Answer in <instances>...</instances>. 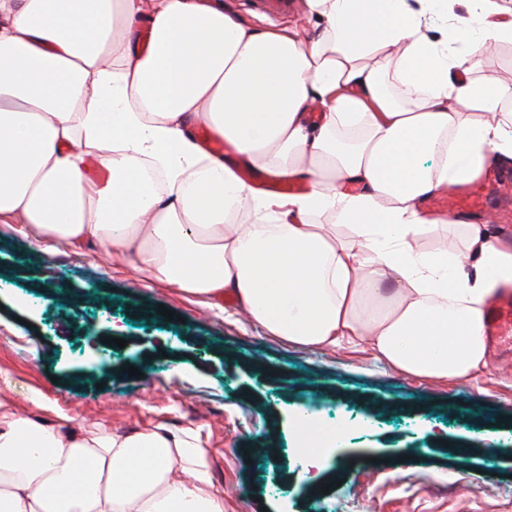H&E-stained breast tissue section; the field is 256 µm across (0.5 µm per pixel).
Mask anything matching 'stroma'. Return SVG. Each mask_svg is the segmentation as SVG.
I'll return each mask as SVG.
<instances>
[{"instance_id":"1","label":"stroma","mask_w":512,"mask_h":512,"mask_svg":"<svg viewBox=\"0 0 512 512\" xmlns=\"http://www.w3.org/2000/svg\"><path fill=\"white\" fill-rule=\"evenodd\" d=\"M223 2L267 26L314 31L303 0L285 14ZM159 304L177 320L155 314ZM132 365L148 378L128 376ZM0 402L51 424L192 431L224 512H512V368L425 378L363 341L301 347L231 299L153 281L94 243L43 253L19 218L0 223ZM302 411L352 426L322 477L329 492L316 496L295 479ZM251 448L269 455L248 460ZM363 454L370 464L353 468Z\"/></svg>"}]
</instances>
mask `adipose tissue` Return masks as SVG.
Listing matches in <instances>:
<instances>
[{
  "instance_id": "adipose-tissue-1",
  "label": "adipose tissue",
  "mask_w": 512,
  "mask_h": 512,
  "mask_svg": "<svg viewBox=\"0 0 512 512\" xmlns=\"http://www.w3.org/2000/svg\"><path fill=\"white\" fill-rule=\"evenodd\" d=\"M306 3L308 41L217 0H0V221L22 218L45 242L135 249L153 279L228 296L290 343L365 339L407 374L470 379L486 364L484 310L512 287V243L424 203L512 157V87L451 78L467 61L458 39L512 43V0H470L461 23L449 0ZM198 125L308 191L259 195L202 154ZM93 160L105 181L89 176ZM444 226L462 251L423 248ZM295 435L297 479L315 485L323 431L302 414ZM0 512H224V500L192 433L6 411Z\"/></svg>"
}]
</instances>
